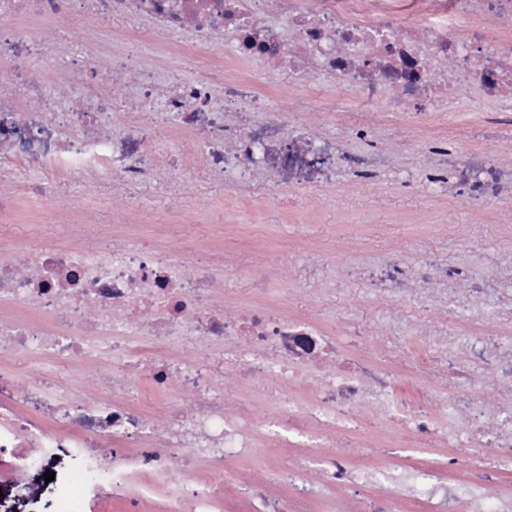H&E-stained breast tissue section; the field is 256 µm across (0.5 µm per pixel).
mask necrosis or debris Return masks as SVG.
Masks as SVG:
<instances>
[{"label":"necrosis or debris","instance_id":"obj_1","mask_svg":"<svg viewBox=\"0 0 512 512\" xmlns=\"http://www.w3.org/2000/svg\"><path fill=\"white\" fill-rule=\"evenodd\" d=\"M78 7L95 18L148 20L156 32L184 35L193 53L229 41L242 55L298 79L352 88L361 112L350 115V131L361 139L367 135L365 110L424 114L447 111L456 101L512 98V0H0V49L11 61L0 78L15 87L13 95H0V181L22 168L104 171L124 184L151 182L165 163L150 147L161 126L187 131L203 145L207 171L230 182L267 170L279 186L322 189L333 184L339 165L352 160L344 141L318 137L299 115L270 111L248 86L225 82L219 64L209 66L204 79L173 85L161 73L134 71L137 101L124 112L85 86L76 87L65 104L45 97L42 73L28 64L42 44L41 33L14 21H50ZM278 18L287 20L286 29L275 26ZM461 20L468 24L463 39L453 32ZM447 164L474 196H503L504 174L483 156H451ZM223 276L221 261L196 265L181 248L96 253L67 241L14 248L0 237V306L38 315L30 323L0 322V345L68 363L90 360L102 348L112 357V376L103 382L97 405L63 403L46 384L27 387L18 402L0 400V438L14 434L17 403L35 405L57 424L50 428L27 418L25 443L48 448L69 441L92 449L83 492L108 485L113 498H122L149 465L156 479L140 484L138 492L152 499L163 493L159 479L167 459L148 446L156 431L148 423L151 403L141 384L164 390L174 372L195 405L170 415L166 447L203 449L216 470L259 441L277 448L294 442L316 454L282 464L255 487L227 482L171 492L167 512H313L318 499L325 500V512H394L400 500L408 512H512V497L491 496L476 472L461 485L444 462L413 466L395 455L377 462L365 446L323 450L327 435L370 427L364 414L369 404L403 420L405 433L425 445L427 454L448 447L463 455L468 446L450 421L437 417L432 390L418 383L413 397H405L398 373L312 319L288 315L270 302L225 319L210 304ZM134 306L140 309L135 324L115 319V312ZM89 308L99 311L97 320L86 318ZM326 363L335 364V372L304 394L308 376ZM228 365L243 381L274 374L287 386L271 417L226 412L224 395L212 382ZM448 372L452 416L488 418L479 433L500 449V465L512 470V389L495 409L478 408L467 374L453 365ZM128 443L137 444L138 452H125ZM105 446L111 455L102 454ZM312 467L322 476L315 491L306 481ZM338 482L353 487L341 505L328 498Z\"/></svg>","mask_w":512,"mask_h":512}]
</instances>
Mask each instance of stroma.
Masks as SVG:
<instances>
[{"label": "stroma", "instance_id": "stroma-1", "mask_svg": "<svg viewBox=\"0 0 512 512\" xmlns=\"http://www.w3.org/2000/svg\"><path fill=\"white\" fill-rule=\"evenodd\" d=\"M92 24L80 11L44 25L46 52L29 64L44 73L46 91L55 99H66L84 84L126 105L135 92L133 77L112 72L91 51L86 31ZM100 37L140 44L141 66L180 81L203 75L201 62L182 53L183 36L153 32L145 21L111 18ZM219 57L225 81L249 84L269 100L272 111H303L310 131L346 139L350 153L376 154L378 164L342 169L334 185L304 191L282 189L265 173L237 184L216 180L202 166L198 147L143 185L117 183L105 172L91 177L21 170L0 182V195L15 201L6 217V235L14 246L32 237L56 241L74 224L81 245L100 252L127 244L174 247L189 226L199 258L224 260V282L213 301L225 315L235 316L255 301H271L290 314L321 319L338 336L355 340L363 352L399 370L435 353L445 336L474 343L496 324L492 307L451 308L427 294L403 301L374 287L373 278L386 258L413 265L434 257L460 270L463 290L512 260V195L473 199L460 191L451 169L437 164L443 151L474 149L511 174L512 128L493 123L502 116V106L460 107L444 117L432 113L420 119L378 109L367 115L368 139L358 140L341 123L343 114L357 109L354 90L301 81L285 71L270 73L228 43ZM457 362L484 404L493 403L508 384L500 371L472 354L458 356ZM109 371L110 357L104 353L84 370L0 350V398L10 399L20 387L47 377L71 402L91 406L98 402L95 377ZM215 387L224 392L228 412L244 405L258 419L273 413V396L285 391L272 377L242 383L231 367L216 378ZM17 454L12 446L0 447V512H163L160 498L148 502L131 494L97 504L82 499L76 488L86 449L38 448L32 467L18 465ZM474 468L491 476L498 493L512 492V470H501L485 440H473L453 475L462 480ZM274 469L271 452L262 447L221 472L202 460L187 466L181 453L169 459L165 480L173 490L224 480L261 483L272 478ZM48 471L54 472L53 481L45 480Z\"/></svg>", "mask_w": 512, "mask_h": 512}]
</instances>
